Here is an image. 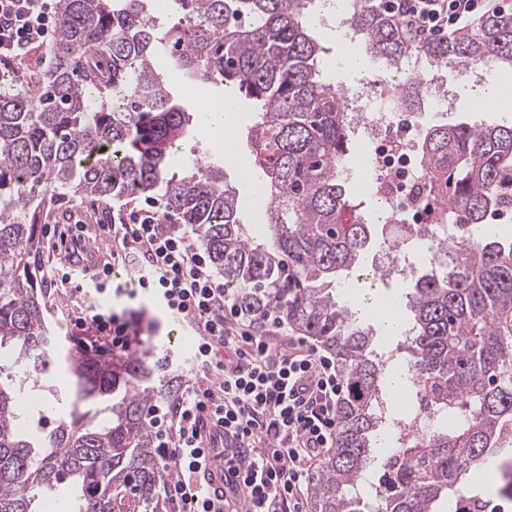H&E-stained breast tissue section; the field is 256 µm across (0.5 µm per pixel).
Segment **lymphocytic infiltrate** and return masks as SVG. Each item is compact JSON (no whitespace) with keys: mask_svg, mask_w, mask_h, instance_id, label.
Masks as SVG:
<instances>
[{"mask_svg":"<svg viewBox=\"0 0 512 512\" xmlns=\"http://www.w3.org/2000/svg\"><path fill=\"white\" fill-rule=\"evenodd\" d=\"M390 11L426 37L464 29L485 13L489 0H387ZM57 24L55 0H0V64L32 56ZM112 261L127 267L126 280L104 288L77 278L75 290L94 303L76 326L93 332L109 350L127 353L141 344L140 312L116 309L117 299L148 294L170 316L197 331V381L186 384L175 406L155 408L150 424L161 458L175 473L169 497L194 503V512H216L204 465L213 448L203 440L208 420L242 442L224 483L225 500H240L247 512H307L316 463L336 445V405L345 382L336 361L306 337L295 336L275 313L242 308L211 270L185 225L169 221L155 198L122 211L112 225ZM286 337L275 346L273 337Z\"/></svg>","mask_w":512,"mask_h":512,"instance_id":"lymphocytic-infiltrate-1","label":"lymphocytic infiltrate"}]
</instances>
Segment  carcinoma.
<instances>
[{
	"instance_id": "cac0c4a2",
	"label": "carcinoma",
	"mask_w": 512,
	"mask_h": 512,
	"mask_svg": "<svg viewBox=\"0 0 512 512\" xmlns=\"http://www.w3.org/2000/svg\"><path fill=\"white\" fill-rule=\"evenodd\" d=\"M314 0H170L159 29L148 0H58L44 72L24 83L0 70V512H168L172 469L161 460L149 407L177 375L155 379L144 351L109 357L97 345L60 363L44 295L24 257L39 252L34 200L44 189L84 197L157 195L192 228L224 287L245 309H276L332 350L345 380L335 454L313 476L311 512H364L350 489L367 484L381 420V365L371 330L336 297L339 274L374 245L375 223L350 199L352 119L328 81L312 33ZM349 24L388 69L415 55L401 105L419 112L433 72L512 71V7L452 37L421 36L386 7L352 0ZM255 105L244 133L260 177L261 235L241 223L222 168L169 171L192 127L171 76ZM435 178L430 202L448 211L460 247L412 273L406 361L441 411L457 415L388 449L383 512H438L489 463L512 493V241L485 231L488 211L512 207V124L439 123L420 136ZM68 403L51 428L20 429L23 399Z\"/></svg>"
}]
</instances>
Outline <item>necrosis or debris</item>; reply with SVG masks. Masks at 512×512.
<instances>
[{"mask_svg": "<svg viewBox=\"0 0 512 512\" xmlns=\"http://www.w3.org/2000/svg\"><path fill=\"white\" fill-rule=\"evenodd\" d=\"M401 90L397 77L385 76L343 96L356 139L367 147V159L359 171L369 176L372 187L389 205L383 223L387 245L374 266L393 272L399 271L409 245L422 244L427 253L439 254L456 242L447 225L432 219L433 207L426 198L431 174L418 151L416 116L399 106Z\"/></svg>", "mask_w": 512, "mask_h": 512, "instance_id": "necrosis-or-debris-1", "label": "necrosis or debris"}]
</instances>
